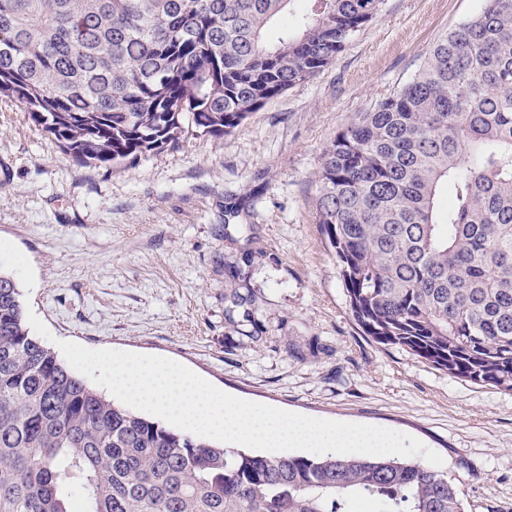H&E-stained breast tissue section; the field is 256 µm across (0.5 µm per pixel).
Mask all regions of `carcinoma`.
Returning <instances> with one entry per match:
<instances>
[{
    "label": "carcinoma",
    "mask_w": 512,
    "mask_h": 512,
    "mask_svg": "<svg viewBox=\"0 0 512 512\" xmlns=\"http://www.w3.org/2000/svg\"><path fill=\"white\" fill-rule=\"evenodd\" d=\"M0 0V101L77 163L232 132L381 0ZM317 223L365 335L512 392V0L428 51L325 148ZM465 512L393 455L263 456L116 405L34 338L0 271V512Z\"/></svg>",
    "instance_id": "obj_1"
}]
</instances>
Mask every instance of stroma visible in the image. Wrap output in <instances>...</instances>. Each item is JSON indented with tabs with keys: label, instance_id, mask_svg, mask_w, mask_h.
I'll return each mask as SVG.
<instances>
[{
	"label": "stroma",
	"instance_id": "stroma-1",
	"mask_svg": "<svg viewBox=\"0 0 512 512\" xmlns=\"http://www.w3.org/2000/svg\"><path fill=\"white\" fill-rule=\"evenodd\" d=\"M483 5L382 0L334 61L232 133L191 132L117 167L74 163L0 102V270L57 340L165 357L244 400L409 434L442 457L465 512H512V393L364 335L316 218L336 133Z\"/></svg>",
	"mask_w": 512,
	"mask_h": 512
}]
</instances>
